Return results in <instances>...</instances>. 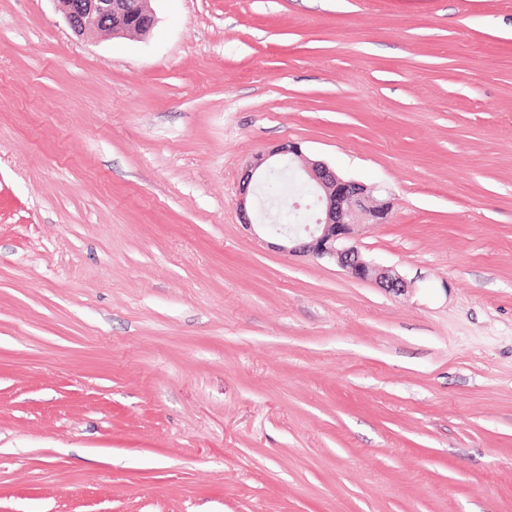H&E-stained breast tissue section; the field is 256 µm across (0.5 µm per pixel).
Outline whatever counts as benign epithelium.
I'll use <instances>...</instances> for the list:
<instances>
[{
	"mask_svg": "<svg viewBox=\"0 0 512 512\" xmlns=\"http://www.w3.org/2000/svg\"><path fill=\"white\" fill-rule=\"evenodd\" d=\"M71 30L78 36L97 32L106 35L146 34L155 25L151 0H55ZM286 162L301 173L313 188L319 202L317 223L300 230L276 231L279 249L314 259H332L357 280H375L380 287L398 293L406 283L391 269L366 261L352 242L360 224H386L391 218L392 202L374 195L375 188L347 180L321 161L308 158L297 142H287L256 155L248 166L237 200L246 210L248 187L254 175L264 178Z\"/></svg>",
	"mask_w": 512,
	"mask_h": 512,
	"instance_id": "1",
	"label": "benign epithelium"
}]
</instances>
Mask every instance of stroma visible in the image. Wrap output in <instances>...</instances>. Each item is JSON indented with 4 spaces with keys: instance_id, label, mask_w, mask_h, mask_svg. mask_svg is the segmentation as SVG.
<instances>
[{
    "instance_id": "stroma-1",
    "label": "stroma",
    "mask_w": 512,
    "mask_h": 512,
    "mask_svg": "<svg viewBox=\"0 0 512 512\" xmlns=\"http://www.w3.org/2000/svg\"><path fill=\"white\" fill-rule=\"evenodd\" d=\"M0 0V512H512V0ZM287 141L392 294L236 205ZM77 36L146 34L155 25L151 0H54ZM275 156L279 158L270 162ZM283 162L298 169L303 179L313 188L319 202V217L317 224L305 225L300 230L275 231L283 242L278 245L279 249L314 259H332L357 280L374 279L389 292L404 291L406 283L403 278L392 269L377 267L366 261L352 242L355 228L359 224L388 223L392 213L391 200L375 196V188L344 179L325 163L311 160L297 142L289 141L268 153L256 155L242 182L243 187L237 200L240 211H246L248 187L253 176L259 171V179H263ZM288 174L286 169L275 172L270 176L267 186L275 176L277 179L285 178L288 185L298 187L299 191L312 194L304 180L296 183L293 171L290 176L289 166Z\"/></svg>"
}]
</instances>
